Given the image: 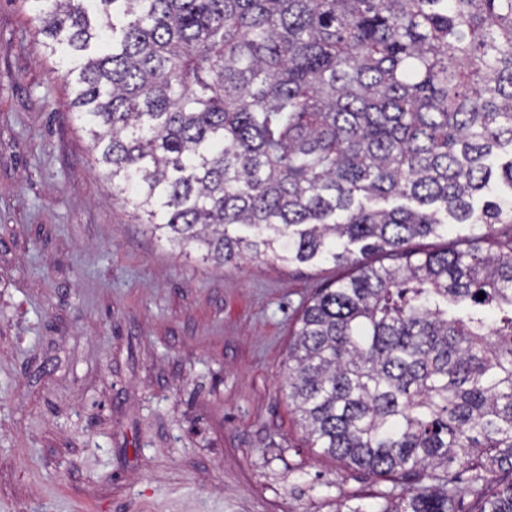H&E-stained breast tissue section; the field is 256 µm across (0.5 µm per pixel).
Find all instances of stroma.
Returning <instances> with one entry per match:
<instances>
[{"label": "stroma", "instance_id": "obj_1", "mask_svg": "<svg viewBox=\"0 0 512 512\" xmlns=\"http://www.w3.org/2000/svg\"><path fill=\"white\" fill-rule=\"evenodd\" d=\"M27 0H0V512H373L309 447L289 331L330 261L223 268L98 173Z\"/></svg>", "mask_w": 512, "mask_h": 512}]
</instances>
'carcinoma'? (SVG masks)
<instances>
[{
    "label": "carcinoma",
    "mask_w": 512,
    "mask_h": 512,
    "mask_svg": "<svg viewBox=\"0 0 512 512\" xmlns=\"http://www.w3.org/2000/svg\"><path fill=\"white\" fill-rule=\"evenodd\" d=\"M25 2L151 235L349 269L288 346L311 446L375 512H512V0Z\"/></svg>",
    "instance_id": "1"
}]
</instances>
